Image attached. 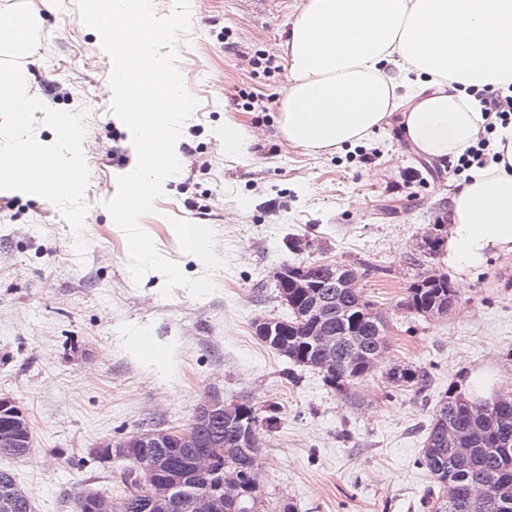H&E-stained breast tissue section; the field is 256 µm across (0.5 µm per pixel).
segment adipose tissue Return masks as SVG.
<instances>
[{
	"mask_svg": "<svg viewBox=\"0 0 512 512\" xmlns=\"http://www.w3.org/2000/svg\"><path fill=\"white\" fill-rule=\"evenodd\" d=\"M277 125L317 155L370 139L400 113L405 139L435 160L473 145L484 118L471 89L512 85V0H303L283 42ZM498 162L458 183L440 259L469 281L512 254V124Z\"/></svg>",
	"mask_w": 512,
	"mask_h": 512,
	"instance_id": "1",
	"label": "adipose tissue"
}]
</instances>
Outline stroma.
Segmentation results:
<instances>
[{"label":"stroma","instance_id":"1","mask_svg":"<svg viewBox=\"0 0 512 512\" xmlns=\"http://www.w3.org/2000/svg\"><path fill=\"white\" fill-rule=\"evenodd\" d=\"M303 0H190L191 25L174 45L198 105L178 145L181 170L140 220L159 253L191 279L203 262L183 253L178 218L210 228L223 265L215 290L163 297V276L133 282L125 233L105 208L134 148L105 92L112 61L79 15L78 0H28L44 26L24 55L33 97L45 109L82 114L90 172L78 259L74 235L50 202L13 196L0 212V397L28 414L34 450L0 455L34 512H74L77 492L117 489L121 467L90 450L149 428L182 429L201 397L279 407L263 433L259 480L296 512H424L430 483L419 457L432 409L449 387L483 397L512 390V255L489 259L458 288L451 313L423 317L405 306L421 273H446L424 235L441 223L458 181L446 160L412 149L397 123L371 139L320 154L288 144L276 125L283 73L251 67L256 52L281 55L288 19ZM234 49H226V42ZM269 99L265 112L234 108L237 91ZM252 136L251 156H224V115ZM358 268L366 298L388 317L387 361L428 374L422 392L372 373L346 402L318 371L292 367L254 333L284 318L274 275L300 262Z\"/></svg>","mask_w":512,"mask_h":512}]
</instances>
